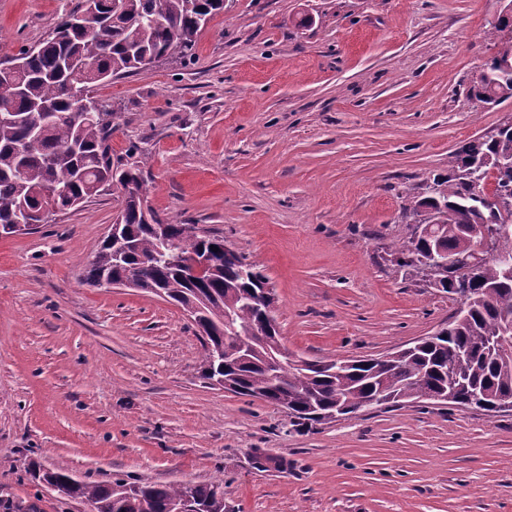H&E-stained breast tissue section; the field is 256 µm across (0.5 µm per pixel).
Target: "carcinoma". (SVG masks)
Here are the masks:
<instances>
[{"label": "carcinoma", "mask_w": 512, "mask_h": 512, "mask_svg": "<svg viewBox=\"0 0 512 512\" xmlns=\"http://www.w3.org/2000/svg\"><path fill=\"white\" fill-rule=\"evenodd\" d=\"M97 2L101 19L88 32L63 19L47 39L17 54L15 72L0 70V109L25 113L39 104L50 107L47 120L33 131L17 121H0V233L14 234L22 208L37 202L45 190L56 193L60 211L75 208L116 186L122 189L120 223L131 245L124 260L115 262L112 242L101 243L86 268L88 285L102 288L120 280L130 269L153 261L140 289H159L183 311L198 317L205 332L201 376L227 381L234 393L270 401L288 408L297 426L322 423L318 413L344 402L348 413L357 412L375 389L399 375L405 384L400 399L414 401L436 397L453 388L465 397L480 393L475 408L494 411L502 395L512 392V346L489 351V343L503 335L512 320V280L493 259L477 268L466 308L449 324L445 338L427 337L417 347L393 352L386 367L358 364L336 372V360L321 361L316 368L293 362L272 374L264 354L252 349L250 335L256 309L241 298L269 287V278L251 263L234 268L224 258V237L205 233L194 224L144 212V179L139 166L112 162L114 113L96 96V88L111 78L148 69L166 57L190 60L197 38L215 15L224 12V0H85ZM512 62V43L500 38L497 55L488 66L491 79L470 89L480 103L497 106L512 99V71L498 67ZM94 102L91 116L77 118L75 95ZM482 155L512 153V127L497 138L468 142ZM434 198L448 208L432 244L457 254L477 248L484 224H505L496 211L473 198L474 175L462 152L454 154L452 174L432 180ZM167 224L171 246H165L150 228ZM218 248L215 263L202 279L190 275L185 261ZM235 309L236 334L224 335V310ZM463 359L459 381L450 380L449 367ZM33 479L62 498L81 500L94 512H176L185 503L203 512H224V481L201 484H136L78 480L66 472L46 470L33 463Z\"/></svg>", "instance_id": "obj_1"}]
</instances>
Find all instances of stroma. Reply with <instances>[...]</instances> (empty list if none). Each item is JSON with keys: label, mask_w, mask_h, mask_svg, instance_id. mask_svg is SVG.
Listing matches in <instances>:
<instances>
[{"label": "stroma", "mask_w": 512, "mask_h": 512, "mask_svg": "<svg viewBox=\"0 0 512 512\" xmlns=\"http://www.w3.org/2000/svg\"><path fill=\"white\" fill-rule=\"evenodd\" d=\"M82 0H0V61ZM502 0H226L188 62L97 89L113 160L149 207L220 233L264 270L281 342L310 360L374 357L447 324L451 294L396 264L430 180L512 120L471 81ZM113 189L0 236V512H88L30 462L87 481L224 482V512H512V412L424 400L302 429L203 379L172 302L95 288L85 267Z\"/></svg>", "instance_id": "stroma-1"}]
</instances>
